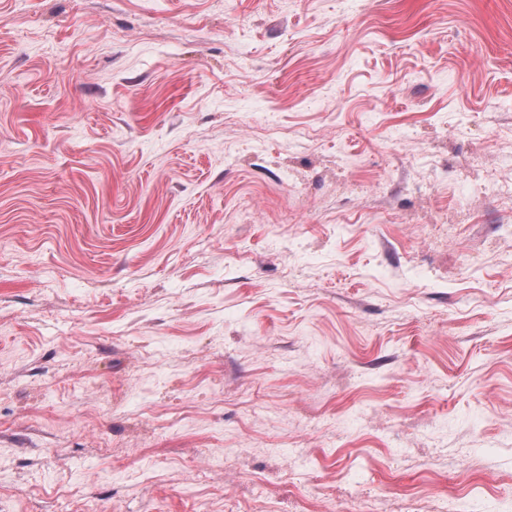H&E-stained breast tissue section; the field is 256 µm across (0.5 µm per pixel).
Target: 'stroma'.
<instances>
[{"label": "stroma", "mask_w": 512, "mask_h": 512, "mask_svg": "<svg viewBox=\"0 0 512 512\" xmlns=\"http://www.w3.org/2000/svg\"><path fill=\"white\" fill-rule=\"evenodd\" d=\"M0 512H512V0H0Z\"/></svg>", "instance_id": "stroma-1"}]
</instances>
